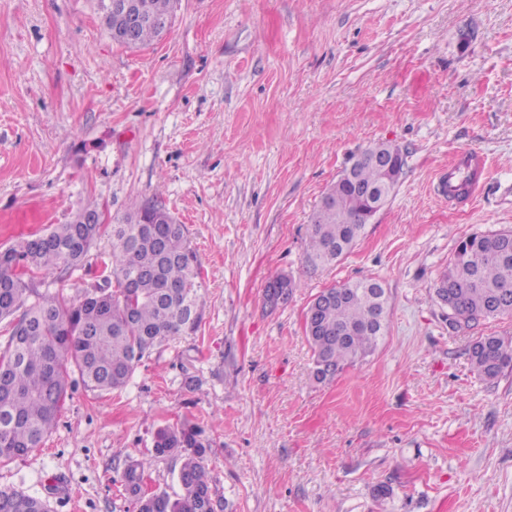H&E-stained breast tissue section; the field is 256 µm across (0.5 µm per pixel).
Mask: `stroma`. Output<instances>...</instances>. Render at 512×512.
<instances>
[{"label":"stroma","instance_id":"35a3bbf8","mask_svg":"<svg viewBox=\"0 0 512 512\" xmlns=\"http://www.w3.org/2000/svg\"><path fill=\"white\" fill-rule=\"evenodd\" d=\"M380 141L406 156L393 197L335 264L308 267L322 196ZM462 148L488 172L451 199L439 175ZM155 196L200 259L199 330L121 389L69 392L0 487L50 512H136L124 468L177 492L180 462L153 438L188 422L226 512H512V374L486 381L469 357L477 337L512 338V317L454 332L434 294L460 241L512 230V0H179L139 50L112 42L97 0H0V249ZM111 251L103 235L66 294L101 285ZM281 275L297 287L272 308ZM368 277L386 335L317 382L307 307Z\"/></svg>","mask_w":512,"mask_h":512}]
</instances>
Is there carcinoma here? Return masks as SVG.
I'll list each match as a JSON object with an SVG mask.
<instances>
[{"mask_svg":"<svg viewBox=\"0 0 512 512\" xmlns=\"http://www.w3.org/2000/svg\"><path fill=\"white\" fill-rule=\"evenodd\" d=\"M142 18L127 49L161 39L175 17L177 0H131ZM380 151L405 167V153L377 142L353 162L365 188L379 190L387 171L371 160ZM364 203L334 183L311 217L306 263L325 267L346 254L364 234ZM103 215L94 206L76 211L67 224L34 234L0 251V320L13 326L0 351V462L40 447L57 424L75 372L92 391L124 387L156 347L175 336L195 334L204 318L199 293L200 262L183 225L159 199L131 207L119 223L84 224ZM112 235L105 269L107 288H91L74 301L63 291L39 292L36 274L63 281L80 266L98 238ZM378 281L361 279L325 288L310 302L305 332L313 352V374L333 379L372 353L386 330L389 300L375 293ZM448 307V326L469 328L481 319L512 316V231L473 234L457 246L436 288ZM476 372L488 381L512 372V339L480 336L470 347ZM211 443L189 424L166 425L154 436L157 457H178L181 495L143 490L144 463L131 461L121 481L137 512H224L204 466ZM0 512H49L45 500L0 488Z\"/></svg>","mask_w":512,"mask_h":512,"instance_id":"obj_1","label":"carcinoma"}]
</instances>
